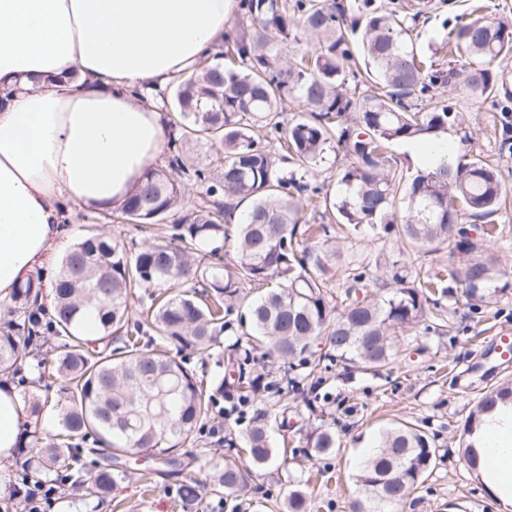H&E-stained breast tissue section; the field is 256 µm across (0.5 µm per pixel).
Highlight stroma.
<instances>
[{
    "label": "stroma",
    "mask_w": 512,
    "mask_h": 512,
    "mask_svg": "<svg viewBox=\"0 0 512 512\" xmlns=\"http://www.w3.org/2000/svg\"><path fill=\"white\" fill-rule=\"evenodd\" d=\"M478 13L512 22V0H448L443 17L417 24L413 35L419 53L434 52L444 36V21ZM439 98L451 99L463 128L471 132V149L480 158L498 163L504 188L512 197V156L501 154L494 131L491 99L475 98L461 88L439 89ZM108 232L121 243H149L150 235L130 223H113L103 213L74 212L67 240ZM336 245L346 261L329 275L332 295L342 294L357 269L381 275L393 262L407 263L413 275L427 276L449 269L447 249L415 255L402 251L394 235L378 236L369 226L332 225ZM494 294L485 303L453 289L438 306L430 307L423 329L411 337L404 356L380 375L347 374L335 365L320 385L306 388V401H295L289 412L288 463H275L258 472L247 490L236 496H216L208 489L217 464L227 450L225 430L243 435L252 420L265 409L257 403L245 407L243 415L220 418L218 429L210 430L192 453L194 460L180 474L164 472L141 476L130 469L105 498L75 500L53 496L44 512H184L177 487L187 480L203 485V500L197 512H287L289 493L304 488L310 512H350L359 496L355 481L364 449L373 447L382 428L392 423L411 422L422 427L437 450V465L422 488L412 494L400 512H503L467 464L460 435L480 392L512 378V365L500 364L493 339L512 337V277L493 281ZM325 406L336 418L341 440L337 455L311 456L306 446L310 423L309 405Z\"/></svg>",
    "instance_id": "obj_1"
}]
</instances>
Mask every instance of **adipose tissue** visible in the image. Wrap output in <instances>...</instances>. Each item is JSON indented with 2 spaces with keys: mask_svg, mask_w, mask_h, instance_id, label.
Segmentation results:
<instances>
[{
  "mask_svg": "<svg viewBox=\"0 0 512 512\" xmlns=\"http://www.w3.org/2000/svg\"><path fill=\"white\" fill-rule=\"evenodd\" d=\"M236 0H0V320L36 273L54 277L72 209L121 207L166 157L167 117L142 94L188 78ZM27 414L0 383V490ZM473 441L512 507V403Z\"/></svg>",
  "mask_w": 512,
  "mask_h": 512,
  "instance_id": "obj_1",
  "label": "adipose tissue"
}]
</instances>
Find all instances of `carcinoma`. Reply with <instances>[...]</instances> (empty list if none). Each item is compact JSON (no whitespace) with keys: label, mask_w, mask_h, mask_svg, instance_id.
I'll list each match as a JSON object with an SVG mask.
<instances>
[{"label":"carcinoma","mask_w":512,"mask_h":512,"mask_svg":"<svg viewBox=\"0 0 512 512\" xmlns=\"http://www.w3.org/2000/svg\"><path fill=\"white\" fill-rule=\"evenodd\" d=\"M446 0H238L241 25L213 49L214 61L177 83L170 99L180 121L168 134V164L147 172L117 218L171 224L169 240L125 246L103 234L79 239L62 258L51 292L41 278L17 288L13 319L0 332V372L16 379L31 421L15 493L47 482L70 495L98 497L144 461L180 472L186 453L221 414L220 400L249 405L293 392L318 422L307 436L316 456L338 453L336 419L304 397L300 384L322 369L377 373L398 361L400 339L424 320L440 282L419 281L392 265L383 296L360 295L353 276L333 302L327 276L343 256L318 238L326 214L358 227L381 224L402 247H451V281L485 298L486 283L512 272L497 266L493 228L476 234L458 223L459 208L478 219L502 204L497 166L463 151L455 167L406 176L390 165L396 141L460 125L453 103L434 102L437 87L463 85L492 97L495 129L512 152V26L478 17L449 28L448 42L467 53L445 66L414 47L412 23L443 11ZM363 25L348 23L349 10ZM305 113L284 119L287 104ZM260 128L266 134H255ZM224 146L207 166H187L186 148L200 135ZM284 152L276 158L270 140ZM343 152L335 199L311 183L327 152ZM204 188L202 202L179 214L184 181ZM248 205L243 219L233 215ZM166 287L156 293L154 289ZM52 299L46 317L38 299ZM139 318H130L133 305ZM250 326L245 343L225 349L224 375L206 383L191 355L210 352L232 326ZM326 337L325 351L316 341ZM512 402V380L482 393L461 435L470 468L481 459L470 442L483 417ZM52 407L60 433L46 437ZM247 466L224 460L212 490L234 495L279 456L265 423L247 436ZM437 460L427 433L414 424L382 432L357 475L364 494L351 512H393L427 479Z\"/></svg>","instance_id":"obj_1"}]
</instances>
